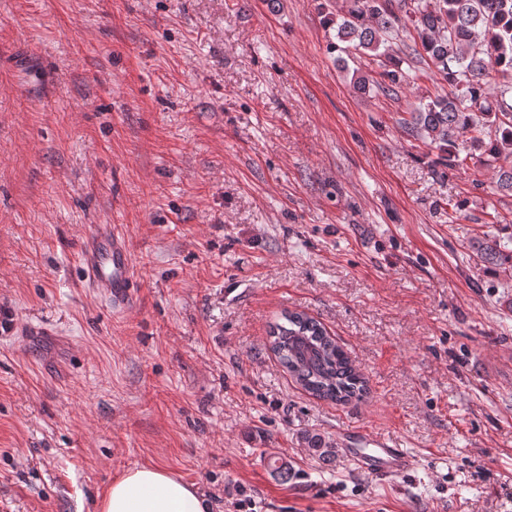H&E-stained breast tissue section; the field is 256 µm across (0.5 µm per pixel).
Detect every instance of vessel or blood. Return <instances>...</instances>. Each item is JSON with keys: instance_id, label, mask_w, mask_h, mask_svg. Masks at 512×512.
I'll return each instance as SVG.
<instances>
[{"instance_id": "obj_1", "label": "vessel or blood", "mask_w": 512, "mask_h": 512, "mask_svg": "<svg viewBox=\"0 0 512 512\" xmlns=\"http://www.w3.org/2000/svg\"><path fill=\"white\" fill-rule=\"evenodd\" d=\"M79 264L89 288L114 306L126 308L137 297V282L129 245L117 231H100L87 238ZM346 454L363 471L375 476H396L407 471L412 459L403 449L380 439L366 441L364 447L347 449Z\"/></svg>"}]
</instances>
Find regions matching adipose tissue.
Instances as JSON below:
<instances>
[{
    "instance_id": "1",
    "label": "adipose tissue",
    "mask_w": 512,
    "mask_h": 512,
    "mask_svg": "<svg viewBox=\"0 0 512 512\" xmlns=\"http://www.w3.org/2000/svg\"><path fill=\"white\" fill-rule=\"evenodd\" d=\"M98 512H209L210 503L191 483L164 469L141 466L113 479Z\"/></svg>"
}]
</instances>
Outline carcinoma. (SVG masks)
I'll return each mask as SVG.
<instances>
[{"label":"carcinoma","instance_id":"1","mask_svg":"<svg viewBox=\"0 0 512 512\" xmlns=\"http://www.w3.org/2000/svg\"><path fill=\"white\" fill-rule=\"evenodd\" d=\"M407 21L417 34L408 54L428 59L448 86L412 113L414 128L441 153L437 164L455 166L462 151L512 157V0H345L336 16L325 18L336 28V61L345 69L353 54L386 60L381 80L361 78L359 90L375 86L393 94L411 78L401 60L384 51L395 28ZM496 188L512 195V165L499 168ZM479 253L488 263H512L495 237L485 239ZM268 349L317 399L338 404L367 394V382L345 350L305 312H283L269 327ZM304 443L325 463L336 455L319 434L305 435Z\"/></svg>","mask_w":512,"mask_h":512}]
</instances>
